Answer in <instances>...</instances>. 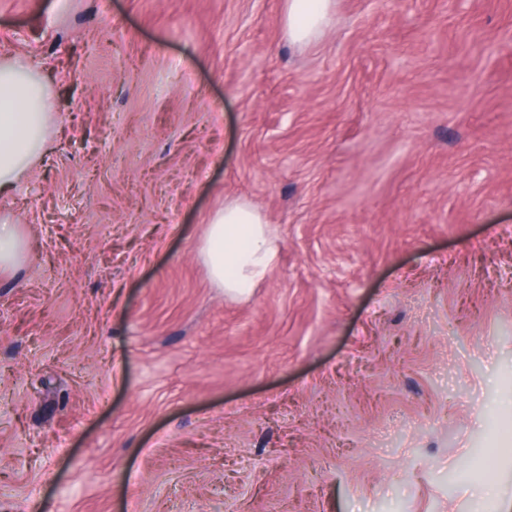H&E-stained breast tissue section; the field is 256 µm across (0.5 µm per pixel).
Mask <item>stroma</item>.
<instances>
[{
	"mask_svg": "<svg viewBox=\"0 0 512 512\" xmlns=\"http://www.w3.org/2000/svg\"><path fill=\"white\" fill-rule=\"evenodd\" d=\"M0 0L59 124L0 197V512H512V0ZM240 199L279 246L200 255ZM464 469V468H463ZM332 0H287L285 32L296 43L311 41L319 34ZM202 256L218 286L241 293L266 276L276 261L277 247L260 213L233 200L211 217ZM0 269L7 270L21 264L25 241L18 224H11L7 217H0Z\"/></svg>",
	"mask_w": 512,
	"mask_h": 512,
	"instance_id": "obj_1",
	"label": "stroma"
}]
</instances>
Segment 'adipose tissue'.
Listing matches in <instances>:
<instances>
[{"label":"adipose tissue","instance_id":"obj_1","mask_svg":"<svg viewBox=\"0 0 512 512\" xmlns=\"http://www.w3.org/2000/svg\"><path fill=\"white\" fill-rule=\"evenodd\" d=\"M332 0H286L285 32L296 43L319 34ZM55 102L48 85L21 58L0 61V193L16 186L51 140ZM202 256L212 280L239 293L263 279L277 247L258 211L233 200L210 219Z\"/></svg>","mask_w":512,"mask_h":512}]
</instances>
